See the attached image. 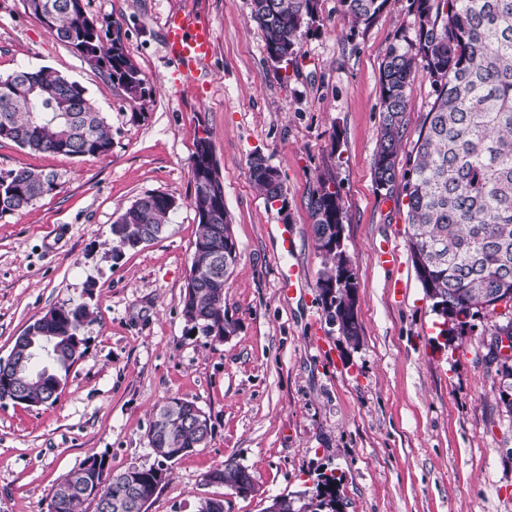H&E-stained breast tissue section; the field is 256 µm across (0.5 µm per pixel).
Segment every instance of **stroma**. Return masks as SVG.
Listing matches in <instances>:
<instances>
[{
	"label": "stroma",
	"instance_id": "1",
	"mask_svg": "<svg viewBox=\"0 0 512 512\" xmlns=\"http://www.w3.org/2000/svg\"><path fill=\"white\" fill-rule=\"evenodd\" d=\"M412 2L390 0L365 25L345 17L341 0H319L296 59L276 68L252 0H84L100 24L119 22L153 89L136 108L23 0H0V78L51 68L85 87L112 127V150L101 158L34 154L0 140V171L26 166L60 183L0 217V358L53 307L94 312L57 402L0 406V512H48L54 486L92 455L115 473L156 465L151 412L173 397L195 402L212 434L169 463L148 512H195L203 498L223 499L224 512H265L274 496H312L329 474L340 480L344 512H512V413L497 402L489 354L490 328L512 315L485 309L472 331L441 336L408 249L404 186L387 197L373 183L379 70L396 39L415 36ZM176 10L212 27L205 89L179 85L166 51L163 26ZM407 95L402 171L433 101L428 79L417 77ZM202 135L239 248L224 290L238 330L222 341L191 334L182 315L198 225L190 157ZM256 155L279 171L286 209L268 205L249 181ZM323 174L342 199L358 282L356 345L326 323L317 301L322 257L308 200ZM147 193L177 202L164 233L114 255L113 222ZM281 224L296 232L290 258ZM387 248L397 265L383 263ZM291 263L299 282L287 294L280 271ZM228 459L249 471L255 493L207 482Z\"/></svg>",
	"mask_w": 512,
	"mask_h": 512
}]
</instances>
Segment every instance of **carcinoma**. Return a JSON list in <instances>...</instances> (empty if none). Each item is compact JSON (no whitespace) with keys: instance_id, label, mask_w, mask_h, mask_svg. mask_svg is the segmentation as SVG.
Returning a JSON list of instances; mask_svg holds the SVG:
<instances>
[{"instance_id":"carcinoma-1","label":"carcinoma","mask_w":512,"mask_h":512,"mask_svg":"<svg viewBox=\"0 0 512 512\" xmlns=\"http://www.w3.org/2000/svg\"><path fill=\"white\" fill-rule=\"evenodd\" d=\"M52 6L48 31L59 41L88 46L92 62L121 88L132 105H144L152 89L119 39L91 17L70 8L73 0H44ZM389 0H342L355 21L370 23ZM318 0H253L252 17L263 31L267 56L282 51L295 59L302 29L315 18ZM415 38L392 44L379 73L381 115L373 160L376 189L392 194L405 180L408 246L417 277L432 307L445 308L448 335L474 328L480 311L512 299V0H414ZM430 81L434 103L427 112L411 168L398 173L396 158L409 106L407 90L416 76ZM0 140L39 154L97 158L112 151L107 118L90 105L76 81L45 68L21 69L0 79ZM212 153L207 139L196 142L190 161L195 186L193 207L198 233L185 286L183 317L189 330L222 340L237 331L224 308V276L232 275L239 253L224 209V191L199 174V155ZM247 175L266 200L284 186L278 171L249 160ZM59 188L54 173L18 167L0 172V215L21 212ZM174 198L147 193L112 224V251L119 255L149 243L163 232ZM308 209L317 251L323 258L317 284L343 271L342 253L323 246L339 233L343 207L332 176L320 177ZM356 289L338 288L322 306L347 341L360 340L362 326L351 311ZM92 312L85 304L49 309L19 335L7 359H0V400L28 407L54 404L62 374L85 352L80 332ZM499 360L498 400L512 413V354ZM210 419L194 402L171 398L153 413L148 445L157 465L109 473L96 456L85 459L55 485L49 512H80L86 502L95 512H117L128 498L149 506L167 478L166 463L206 445ZM240 496L255 491L250 473L227 460L207 474ZM281 512H343L335 476L321 480L301 507L276 495Z\"/></svg>"}]
</instances>
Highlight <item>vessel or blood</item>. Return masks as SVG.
I'll return each instance as SVG.
<instances>
[{
  "instance_id": "b4317fda",
  "label": "vessel or blood",
  "mask_w": 512,
  "mask_h": 512,
  "mask_svg": "<svg viewBox=\"0 0 512 512\" xmlns=\"http://www.w3.org/2000/svg\"><path fill=\"white\" fill-rule=\"evenodd\" d=\"M164 40L169 54L179 64L180 83L197 84L200 66L212 53L210 25L194 14L175 12L164 24Z\"/></svg>"
}]
</instances>
